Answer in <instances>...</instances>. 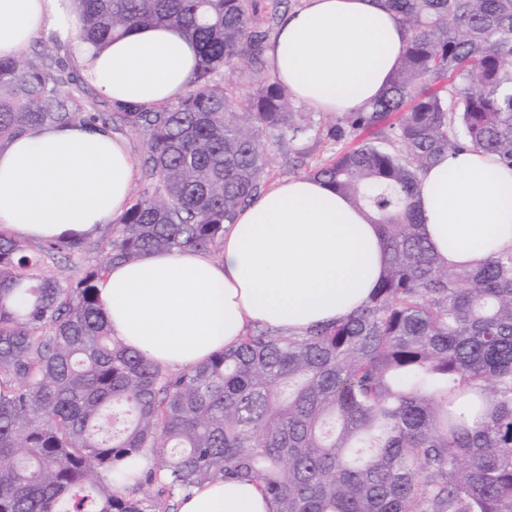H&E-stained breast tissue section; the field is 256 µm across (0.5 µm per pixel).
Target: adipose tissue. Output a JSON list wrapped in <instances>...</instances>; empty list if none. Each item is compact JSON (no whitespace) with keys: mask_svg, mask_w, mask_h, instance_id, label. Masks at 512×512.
<instances>
[{"mask_svg":"<svg viewBox=\"0 0 512 512\" xmlns=\"http://www.w3.org/2000/svg\"><path fill=\"white\" fill-rule=\"evenodd\" d=\"M75 0H0V56L34 40L62 46L96 92L151 109L178 101L194 46L170 25L111 42L80 40ZM406 44L376 0H306L266 46L276 79L316 112H355L388 87ZM134 162L111 132L81 124L28 130L0 150V226L38 240L83 239L128 207ZM512 169L472 148L424 170L414 204L441 264L512 249ZM386 250L365 212L321 180L280 181L224 227L221 259L191 249L113 265L98 294L113 336L146 360L186 371L236 346L255 324L286 334L347 318L368 301ZM179 512H273L248 480L192 489Z\"/></svg>","mask_w":512,"mask_h":512,"instance_id":"adipose-tissue-1","label":"adipose tissue"}]
</instances>
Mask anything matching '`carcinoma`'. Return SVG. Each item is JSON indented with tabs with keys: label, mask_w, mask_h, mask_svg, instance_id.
Listing matches in <instances>:
<instances>
[{
	"label": "carcinoma",
	"mask_w": 512,
	"mask_h": 512,
	"mask_svg": "<svg viewBox=\"0 0 512 512\" xmlns=\"http://www.w3.org/2000/svg\"><path fill=\"white\" fill-rule=\"evenodd\" d=\"M79 2L82 38L174 25L199 62L174 104L94 112L68 52L0 57V149L35 126L118 121L146 136L147 183L75 280L48 263L83 240L0 232V512H162L217 478L255 482L275 512H512V250L444 267L413 201L446 153L512 168V0H379L406 48L377 100L336 114V152L309 175L378 226L381 279L344 320L256 326L178 374L112 336L97 284L150 252L219 257L224 223L262 192L269 137L310 129L277 79L241 103L215 81L266 72L264 25L288 0ZM147 450L124 493L117 466Z\"/></svg>",
	"instance_id": "obj_1"
}]
</instances>
